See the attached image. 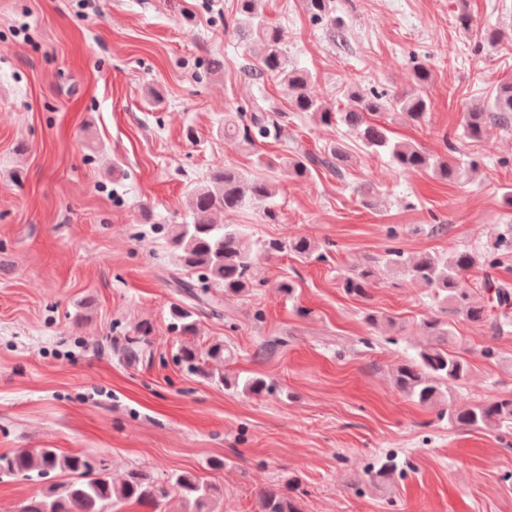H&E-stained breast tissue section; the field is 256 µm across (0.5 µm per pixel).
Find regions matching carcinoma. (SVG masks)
Masks as SVG:
<instances>
[{
	"mask_svg": "<svg viewBox=\"0 0 512 512\" xmlns=\"http://www.w3.org/2000/svg\"><path fill=\"white\" fill-rule=\"evenodd\" d=\"M311 21L329 29L332 41L346 46L347 24L336 15L333 0H306ZM237 16L224 25H232L239 39L247 46L259 48V63L248 70V75L259 86L267 77L279 80L288 92L290 106L295 112L316 118L320 123L344 126L360 142L366 153L385 154L394 167L402 172L430 171L450 183L465 179L476 166L473 159L455 156L454 142H445L448 154L435 156L411 143L394 142L386 126L376 118L388 113H399L413 123L424 121L429 101L424 94L432 79L429 68L420 61H412L417 91L391 93L370 87L348 90L345 102L335 108L316 99L308 90L310 76L293 65L284 49L282 29L270 22L262 7V0H236ZM491 127L512 128V81L496 85L486 102L463 113L459 137L480 142ZM285 129L283 116L266 110L259 101L249 108L231 113L224 118V139L230 143H257L278 138ZM350 158L346 147L336 142L320 155H314L293 145L288 154L271 157L257 154L259 169L279 168L293 179H303L316 166L326 167L343 177L344 166ZM276 195V184L261 176H248L228 166L210 171L206 183L195 189L190 221L179 224L171 238V245L182 267L198 274L201 284L181 282L179 288L197 305L220 311L224 301L211 295L208 289L222 288L224 296L238 297L255 288L253 255L260 250L269 257L293 255L304 260L325 258L320 245L309 237L287 240L269 239L258 242L238 224H224L217 216L245 209H259L266 219L274 221L277 212L271 206ZM512 254V238H502L484 251L482 264L494 268L502 256ZM477 264V257L468 250L451 254L423 253L411 256L402 248L391 245L378 260H374L340 279L343 291L354 297L365 298L368 289L381 272L401 273L431 289L440 299L438 312L423 320L431 343L415 352L400 365L394 376V386L417 404L439 408V416L447 418L453 427L476 430L512 431V397H491L479 403L458 406L454 392L466 381L469 364L450 349L456 340L455 320L462 318L488 328L494 336H501L512 327V283L491 282L495 308L498 314H488L486 307L475 303L465 275ZM177 331L196 335V312L182 305L171 308ZM150 328L139 329V335L126 339L124 354L137 359L144 353L145 337ZM180 361L202 375L231 389L260 395L268 389L262 378H248L239 382L224 373L215 374L206 369L210 360L224 358V345L214 344L203 351L197 346L183 344L178 349ZM53 472L65 474V480L45 486L22 507V512H112L121 502H134L150 508L177 495L193 506L192 512H213L215 489L202 476L183 470L168 479H159L141 469H131L118 483L112 481L109 468L95 464V458L85 454H61L55 448H20L0 454V480L21 478L44 481ZM301 480L286 477L261 490L257 495L256 512H303L298 492Z\"/></svg>",
	"mask_w": 512,
	"mask_h": 512,
	"instance_id": "obj_1",
	"label": "carcinoma"
}]
</instances>
